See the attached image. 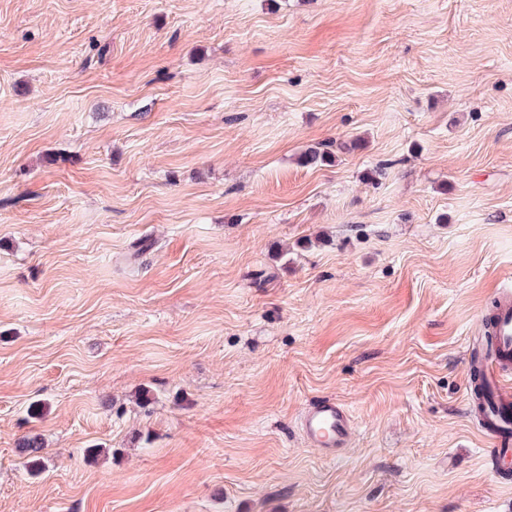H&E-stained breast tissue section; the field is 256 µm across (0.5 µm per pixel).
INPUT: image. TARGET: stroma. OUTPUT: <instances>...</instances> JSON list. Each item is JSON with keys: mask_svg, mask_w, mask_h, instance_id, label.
I'll use <instances>...</instances> for the list:
<instances>
[{"mask_svg": "<svg viewBox=\"0 0 512 512\" xmlns=\"http://www.w3.org/2000/svg\"><path fill=\"white\" fill-rule=\"evenodd\" d=\"M500 288L512 0H0V512H512ZM495 336L496 366L483 363L481 359L472 361L485 379V401L481 416V433L489 438L492 448L487 464L494 475L512 460V394L510 386L501 380V371L512 365V291L507 290L498 300L493 313L487 319ZM511 416V423H510ZM300 427L308 444L333 458L348 448L354 435L351 413L333 398L310 404L301 416ZM22 454L26 458V465L30 469L37 470L42 467L41 452L44 448V442L39 434H29L22 439L20 443Z\"/></svg>", "mask_w": 512, "mask_h": 512, "instance_id": "stroma-1", "label": "stroma"}]
</instances>
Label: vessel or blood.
Here are the masks:
<instances>
[{
	"label": "vessel or blood",
	"instance_id": "obj_1",
	"mask_svg": "<svg viewBox=\"0 0 512 512\" xmlns=\"http://www.w3.org/2000/svg\"><path fill=\"white\" fill-rule=\"evenodd\" d=\"M488 321L495 337L496 362L490 365L478 360L473 367L485 379L481 432L493 443L487 464L496 473L512 463V388L501 380L502 369L512 365L511 290L503 293ZM300 427L305 441L330 457L348 448L354 435L351 413L333 398L310 404L301 416Z\"/></svg>",
	"mask_w": 512,
	"mask_h": 512
}]
</instances>
